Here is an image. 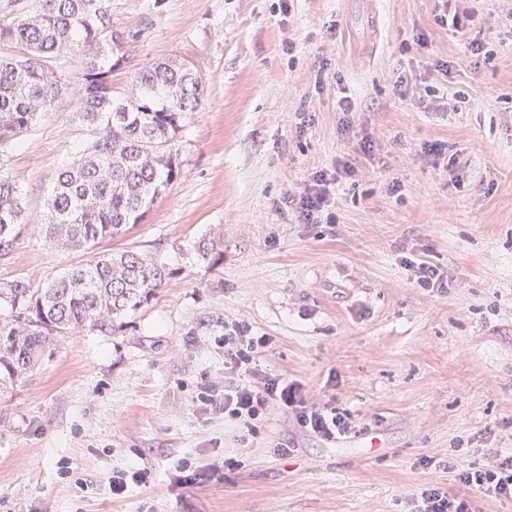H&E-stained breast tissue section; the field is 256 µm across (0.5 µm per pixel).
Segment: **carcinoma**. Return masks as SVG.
Masks as SVG:
<instances>
[{
  "mask_svg": "<svg viewBox=\"0 0 512 512\" xmlns=\"http://www.w3.org/2000/svg\"><path fill=\"white\" fill-rule=\"evenodd\" d=\"M108 0H34L7 24L0 41L18 57H0V151L52 111L67 87L50 65L82 56L75 112L94 139L62 168L49 194L45 234L89 250L138 223L179 176L178 135L201 104L203 82L172 60L145 64L129 95L112 91V72L124 59L126 39L110 32ZM24 223V192L0 174V254ZM173 271L130 250L98 252L84 265L32 290L22 281L0 284L10 320L0 325V379L30 373L51 356L60 332L116 336L128 317L162 287Z\"/></svg>",
  "mask_w": 512,
  "mask_h": 512,
  "instance_id": "obj_1",
  "label": "carcinoma"
}]
</instances>
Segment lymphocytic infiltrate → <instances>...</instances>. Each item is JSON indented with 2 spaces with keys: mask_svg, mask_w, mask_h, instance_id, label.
Wrapping results in <instances>:
<instances>
[{
  "mask_svg": "<svg viewBox=\"0 0 512 512\" xmlns=\"http://www.w3.org/2000/svg\"><path fill=\"white\" fill-rule=\"evenodd\" d=\"M356 173L354 165L345 161L334 171H319L303 194L285 200L298 221L320 223L338 179ZM271 343L270 337L253 334L249 324L233 322L224 326V412L251 426L268 417L273 410L291 413L297 424L310 436L336 443L355 434L357 422L344 409L326 403L312 402L303 385L297 381L268 374L259 367L262 354ZM460 484L487 495L512 500V453L495 454L481 467L461 471Z\"/></svg>",
  "mask_w": 512,
  "mask_h": 512,
  "instance_id": "lymphocytic-infiltrate-1",
  "label": "lymphocytic infiltrate"
}]
</instances>
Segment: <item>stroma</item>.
Listing matches in <instances>:
<instances>
[{
  "label": "stroma",
  "instance_id": "35a3bbf8",
  "mask_svg": "<svg viewBox=\"0 0 512 512\" xmlns=\"http://www.w3.org/2000/svg\"><path fill=\"white\" fill-rule=\"evenodd\" d=\"M448 9L463 33L437 23V0H110L130 38L116 93L156 60L203 82L179 177L99 245L173 276L122 335L59 336L38 370L0 385V512H411L428 483L512 512L454 480L512 450V0ZM91 139L65 97L0 154L26 224L0 283L37 290L89 260L39 227ZM345 160L357 174L321 223L279 210ZM210 240L220 262L200 252ZM408 257L447 288H421ZM234 321L271 337L262 370L335 399L363 430L326 443L280 413L251 433L203 406ZM283 440L297 446L286 460L271 452ZM243 446L240 468L175 486L179 465L205 472ZM434 455L451 469L424 464ZM143 466L147 485L112 495L114 470Z\"/></svg>",
  "mask_w": 512,
  "mask_h": 512
}]
</instances>
